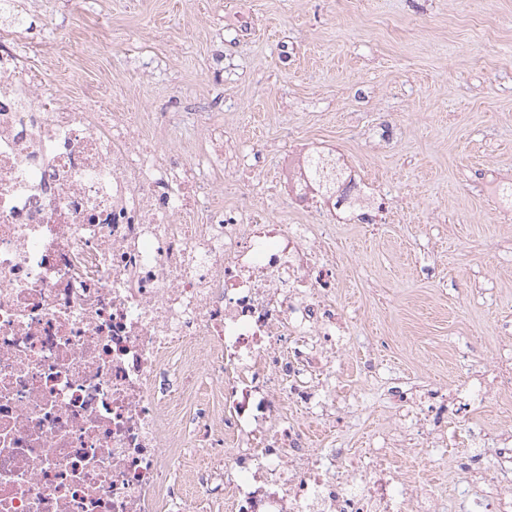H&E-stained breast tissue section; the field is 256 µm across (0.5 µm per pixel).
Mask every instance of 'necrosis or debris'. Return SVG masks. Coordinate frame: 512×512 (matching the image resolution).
Wrapping results in <instances>:
<instances>
[{
	"label": "necrosis or debris",
	"instance_id": "necrosis-or-debris-1",
	"mask_svg": "<svg viewBox=\"0 0 512 512\" xmlns=\"http://www.w3.org/2000/svg\"><path fill=\"white\" fill-rule=\"evenodd\" d=\"M47 84L0 35V512H198L221 490L226 512H432L382 481L391 438L321 454L285 411L341 399L309 385L336 334L320 241L368 183L322 188L297 149L280 206L314 223L228 210L223 113H197L210 147L190 166L159 145L182 113L155 136L154 113ZM163 374L177 386L160 394ZM500 443L502 491L462 476L454 512H512V436Z\"/></svg>",
	"mask_w": 512,
	"mask_h": 512
}]
</instances>
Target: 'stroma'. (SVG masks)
Listing matches in <instances>:
<instances>
[{
	"label": "stroma",
	"instance_id": "obj_1",
	"mask_svg": "<svg viewBox=\"0 0 512 512\" xmlns=\"http://www.w3.org/2000/svg\"><path fill=\"white\" fill-rule=\"evenodd\" d=\"M19 2L0 29L19 30L59 96L93 87L140 112L220 102L224 142L249 172L225 205L307 223L274 189L287 129L395 187L390 222L345 216L326 241L349 319L336 368L359 410L337 409L331 427L289 403L313 447L359 453L408 403L437 435L453 422L512 430L494 378L512 353V223L496 195L512 177V0ZM466 377L489 395L473 410L454 390ZM412 438L405 461L427 500L455 501L460 476L494 455L445 444L432 458Z\"/></svg>",
	"mask_w": 512,
	"mask_h": 512
}]
</instances>
